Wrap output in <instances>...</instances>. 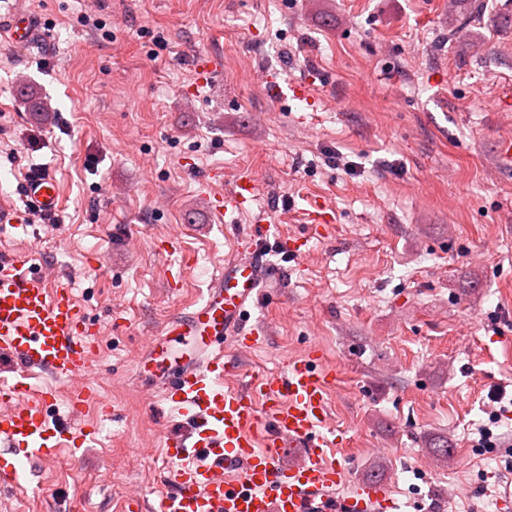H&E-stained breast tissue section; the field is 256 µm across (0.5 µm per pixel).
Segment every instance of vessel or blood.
<instances>
[{"mask_svg": "<svg viewBox=\"0 0 512 512\" xmlns=\"http://www.w3.org/2000/svg\"><path fill=\"white\" fill-rule=\"evenodd\" d=\"M0 32L27 46L38 37V22L16 11L0 22ZM264 82L279 102L307 92L302 82L284 85L271 75ZM20 195L44 216L56 215L62 206L58 183L47 173L25 177ZM215 200L219 215L259 204L254 174L241 172ZM27 262L18 253L0 256V352L18 365L12 379L0 382V438L8 445L0 452V485L15 490L22 487L23 472L14 454L49 459L61 447L78 451L89 435L49 415L55 393L33 389L30 371H47L68 386L73 406L96 398L88 383L96 336L83 307L68 291L50 288L44 277L24 273ZM266 278L263 246L250 241L246 255L212 276L190 312L171 318L151 337L136 363L139 376L150 379L154 397L190 427L189 433L166 435L167 490L153 512H349L354 505L353 499L334 496L344 479L328 457L324 431L334 373L323 367L318 350L290 361L283 371L255 376L246 386L228 383L234 366L224 346L245 351L257 345L249 318L263 299ZM234 468L239 476L228 477ZM361 492L370 512H382L389 501L382 482L366 484Z\"/></svg>", "mask_w": 512, "mask_h": 512, "instance_id": "b4317fda", "label": "vessel or blood"}]
</instances>
